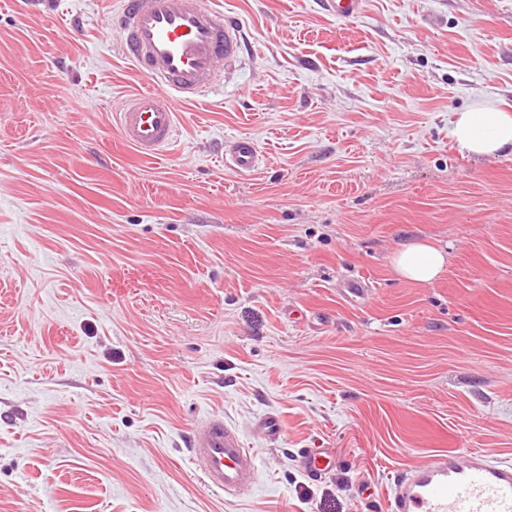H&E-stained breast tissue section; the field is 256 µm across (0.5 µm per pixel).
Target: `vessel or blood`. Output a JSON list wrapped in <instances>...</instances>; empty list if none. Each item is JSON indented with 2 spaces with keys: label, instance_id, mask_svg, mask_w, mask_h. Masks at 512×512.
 Returning a JSON list of instances; mask_svg holds the SVG:
<instances>
[{
  "label": "vessel or blood",
  "instance_id": "vessel-or-blood-1",
  "mask_svg": "<svg viewBox=\"0 0 512 512\" xmlns=\"http://www.w3.org/2000/svg\"><path fill=\"white\" fill-rule=\"evenodd\" d=\"M324 11L351 20L363 0H320ZM111 26L122 35L121 52L150 87L113 113L121 140L149 159L169 148L177 133L178 109L201 101L224 84L242 44L238 23L225 19L209 0H123ZM225 165L254 170L260 152L253 140H229ZM190 461L209 489L234 496L250 488L258 466L253 449L222 418L198 425L189 440ZM329 448H304L300 472L314 480L330 468ZM390 512H512V462L481 451L443 450L426 463L396 475L387 497Z\"/></svg>",
  "mask_w": 512,
  "mask_h": 512
}]
</instances>
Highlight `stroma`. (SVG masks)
Segmentation results:
<instances>
[{"instance_id": "35a3bbf8", "label": "stroma", "mask_w": 512, "mask_h": 512, "mask_svg": "<svg viewBox=\"0 0 512 512\" xmlns=\"http://www.w3.org/2000/svg\"><path fill=\"white\" fill-rule=\"evenodd\" d=\"M215 3L241 58L141 159L119 0H0V512H387L438 451L512 461V154L450 136L512 107V0ZM420 240L430 284L391 264ZM212 416L258 456L234 498L187 452ZM303 448L333 449L320 479ZM323 10L337 20H351L362 11L363 0H320ZM225 166L235 172H250L260 162V152L250 138L229 140L224 152ZM446 259L443 252L423 242H413L398 250L392 263L405 279L429 283L443 270Z\"/></svg>"}]
</instances>
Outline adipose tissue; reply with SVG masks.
I'll return each instance as SVG.
<instances>
[{
  "label": "adipose tissue",
  "instance_id": "obj_1",
  "mask_svg": "<svg viewBox=\"0 0 512 512\" xmlns=\"http://www.w3.org/2000/svg\"><path fill=\"white\" fill-rule=\"evenodd\" d=\"M451 137L460 151L475 156L512 154V112L476 103L457 113ZM443 252L423 242H414L398 250L392 263L405 279L429 283L443 270Z\"/></svg>",
  "mask_w": 512,
  "mask_h": 512
}]
</instances>
